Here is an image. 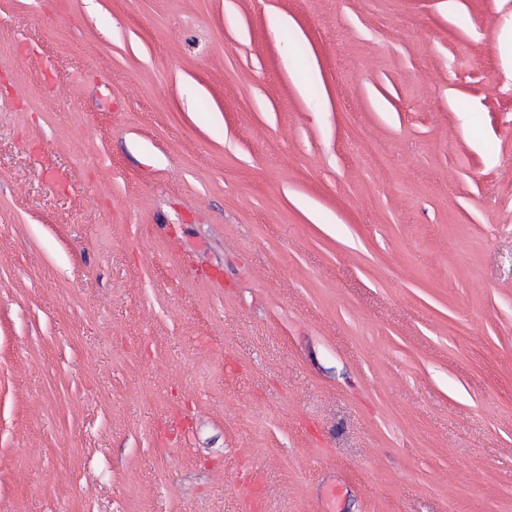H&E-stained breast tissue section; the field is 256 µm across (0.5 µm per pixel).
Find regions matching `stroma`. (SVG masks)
Returning <instances> with one entry per match:
<instances>
[{
    "label": "stroma",
    "instance_id": "obj_1",
    "mask_svg": "<svg viewBox=\"0 0 512 512\" xmlns=\"http://www.w3.org/2000/svg\"><path fill=\"white\" fill-rule=\"evenodd\" d=\"M511 48L0 0V512H512Z\"/></svg>",
    "mask_w": 512,
    "mask_h": 512
}]
</instances>
